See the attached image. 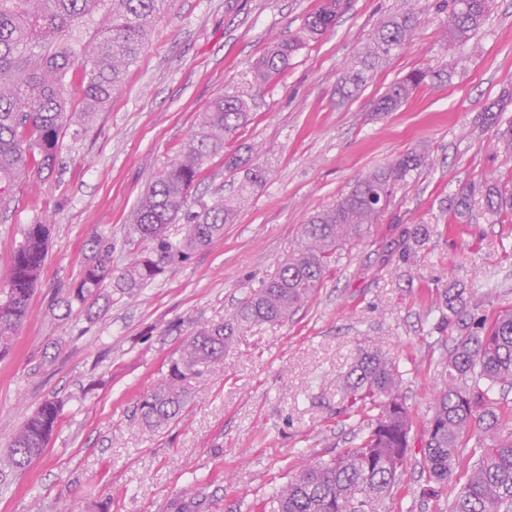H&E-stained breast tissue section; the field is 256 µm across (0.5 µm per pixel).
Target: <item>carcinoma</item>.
Instances as JSON below:
<instances>
[{"instance_id": "carcinoma-1", "label": "carcinoma", "mask_w": 512, "mask_h": 512, "mask_svg": "<svg viewBox=\"0 0 512 512\" xmlns=\"http://www.w3.org/2000/svg\"><path fill=\"white\" fill-rule=\"evenodd\" d=\"M169 0H0V206L13 200L15 186L55 167L62 130L86 123L120 90L129 66L146 44L155 20ZM494 0H447L448 45L468 41L484 24ZM346 0H321L300 33L272 45L256 63L265 81L280 73L308 41L336 24ZM415 17L386 21L366 54L341 75L337 91L353 96L364 72L380 58L409 42ZM79 77L80 107L70 103L67 77ZM437 76L416 69L392 83L374 104L393 112L413 89ZM500 152L512 156V120H501L499 102L487 108ZM250 119L249 103L237 95L215 99L183 146L180 155L157 174L134 210L132 234L147 243L146 254L130 263L117 280L120 288H140L168 266L224 236V225L267 180V171L231 156L226 169H244L236 192L198 211L188 193L201 180L212 156ZM426 163L414 149L380 165L357 180L331 207L302 225L301 243L271 281L253 289L217 325L205 326L180 347L165 379L139 401L143 426L155 431L177 419L187 404L186 385L200 367L224 357V345L247 328L277 324L313 297L330 258L343 246L362 241L396 188ZM481 197L485 214H512V185L496 179L465 183L451 200L454 215L470 219L472 202ZM183 225L181 237L168 232ZM49 224L27 225L11 256L7 285L0 289V350L10 348L17 327L29 312L42 273ZM79 280L60 300L64 316L94 318L93 307L112 287V239L94 233L86 241ZM489 292L466 298L449 291L436 294L443 321L454 333L443 361L432 414L420 439L427 480L435 497H448V512H512V413L501 414V400L512 389V306L488 321L476 317ZM403 374L378 349L364 350L343 384L345 418L356 421L360 442L329 459L307 460L289 474L270 500L268 512H381L404 474L415 418L400 394ZM62 402L49 398L16 429L7 465L23 470L39 457L60 422Z\"/></svg>"}]
</instances>
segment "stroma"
Masks as SVG:
<instances>
[{
    "label": "stroma",
    "mask_w": 512,
    "mask_h": 512,
    "mask_svg": "<svg viewBox=\"0 0 512 512\" xmlns=\"http://www.w3.org/2000/svg\"><path fill=\"white\" fill-rule=\"evenodd\" d=\"M318 4L170 0L120 91L91 124L62 135L55 170L20 184L0 214V288L26 225L53 226L28 316L0 357V461L44 399L64 404L42 456L25 472H7L0 512H258L300 460L356 446L340 386L362 350L396 361L421 425L452 344L437 292L492 290L480 310L487 318L512 305V218L492 222L478 199L471 223H456L448 210L462 183L512 182V158L483 122L512 82V0H495L478 33L453 47L444 0H347L333 29L258 84V58L296 35ZM405 12L417 20L411 44L380 59L356 96L341 98L343 67L383 21ZM415 69L445 80L420 86L398 111H373ZM227 94L245 98L252 119L210 160L190 203L230 194L224 158L233 153L266 165V183L223 239L144 287L113 290L93 320L64 318L57 301L80 275L87 238L111 237L113 274L128 266L133 209L210 103ZM421 147L427 165L398 187L366 240L339 250L312 300L277 325L236 336L179 418L147 432L137 403L183 341L273 279L314 212ZM423 465L412 446L386 512H446L447 499L427 494Z\"/></svg>",
    "instance_id": "35a3bbf8"
}]
</instances>
